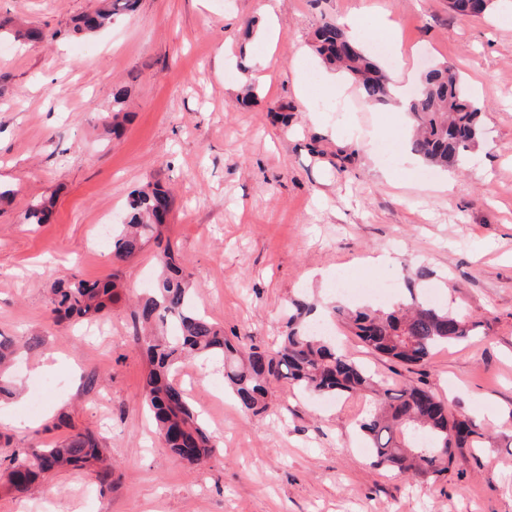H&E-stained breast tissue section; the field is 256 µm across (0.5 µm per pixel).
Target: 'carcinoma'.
Masks as SVG:
<instances>
[{
    "label": "carcinoma",
    "instance_id": "cac0c4a2",
    "mask_svg": "<svg viewBox=\"0 0 512 512\" xmlns=\"http://www.w3.org/2000/svg\"><path fill=\"white\" fill-rule=\"evenodd\" d=\"M478 14L486 13L492 0H450V8L469 16L473 2ZM104 5L79 18L76 29L93 35L112 20L137 11L139 0H103ZM0 19V35L18 42H40L57 37L48 27L11 28ZM315 51L324 63L350 75L363 97L383 104L391 97L388 76L376 60L352 41L335 23L322 25L315 33ZM408 109L417 126L410 150L426 164L446 167L462 160L479 144L481 108L471 97L460 74L444 65L428 70ZM168 191L147 183L129 201L124 224L112 232V260L128 262L153 240L161 243L160 228L170 208ZM48 209L36 202L25 213L30 224H42ZM159 274L153 288L138 301L134 312V338L149 360L144 381V399L152 411L159 439L176 457L191 463L210 457L217 448L214 436L192 408L173 377L187 359L218 358L223 361L224 380L237 402L248 411L268 409L269 386L285 380L303 392L341 398L357 392L380 397L375 409L359 422L367 440L370 465L417 481H435L448 473L455 449L464 448L477 433V425L448 412L430 390L414 385L398 389L383 387L362 365L336 351L323 333L306 323L313 306L302 301L283 325L276 347L241 350L224 336V330L199 311L194 292L169 246L158 253ZM411 302L386 308L331 306L344 317L355 336L374 352L406 365L425 362L441 345L466 339L474 329L463 316L436 302L420 300L409 290ZM116 282H87L75 277L57 282L52 289L50 313L58 323L99 318L118 302ZM14 344L0 337V399L13 395L3 368L13 357ZM0 471L3 487L27 492L52 470L69 466L90 468L100 485L112 483L109 462L99 437L79 432L58 446L33 449L24 455L4 457Z\"/></svg>",
    "mask_w": 512,
    "mask_h": 512
}]
</instances>
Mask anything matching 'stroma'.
<instances>
[{
  "label": "stroma",
  "mask_w": 512,
  "mask_h": 512,
  "mask_svg": "<svg viewBox=\"0 0 512 512\" xmlns=\"http://www.w3.org/2000/svg\"><path fill=\"white\" fill-rule=\"evenodd\" d=\"M90 0H0L17 25L49 24L51 43L0 41V335L32 340L9 371L21 399L0 425L14 445L55 444L89 429L108 448L112 485L88 469L50 474L39 492L0 488V512H512V0L462 17L449 0H141L96 36L69 30ZM359 15L395 30L405 68L453 66L482 107L483 137L465 164L425 169L411 154L409 113L367 105L333 113L311 51L327 21ZM268 60L264 74L255 56ZM126 93L112 117V93ZM253 88V104L239 98ZM306 95H299V88ZM394 147L389 173L356 130ZM452 190H439L444 176ZM172 194L163 241L197 288L199 309L226 336L276 342L292 301L370 303L338 281L388 283L391 298L436 291L465 314L470 338L407 367L328 320L341 351L393 386L425 383L479 438L447 476L420 483L370 466L357 423L361 394L327 403L274 385L267 413L243 410L218 370L175 375L219 442L195 465L157 442L143 404L145 353L130 297L153 287L155 243L113 262L112 227L132 192ZM49 219L29 224L37 200ZM387 254L399 264H377ZM116 278L121 298L102 333L56 324L59 279ZM96 373L94 388L84 386ZM58 381L42 409L26 400Z\"/></svg>",
  "instance_id": "obj_1"
}]
</instances>
